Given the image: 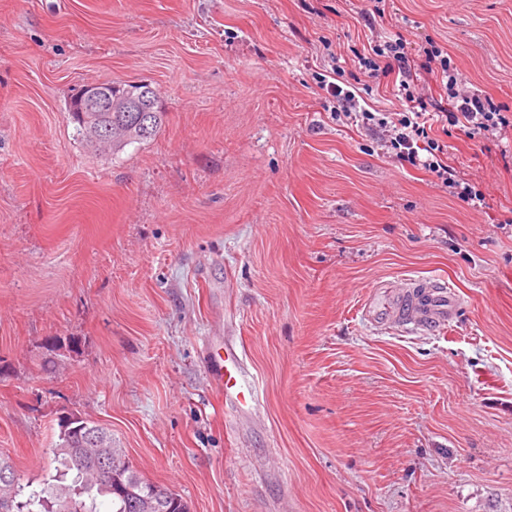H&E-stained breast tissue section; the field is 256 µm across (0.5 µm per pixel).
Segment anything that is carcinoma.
<instances>
[{
  "label": "carcinoma",
  "mask_w": 512,
  "mask_h": 512,
  "mask_svg": "<svg viewBox=\"0 0 512 512\" xmlns=\"http://www.w3.org/2000/svg\"><path fill=\"white\" fill-rule=\"evenodd\" d=\"M136 112H86L73 113L77 123V133L84 141L96 146L98 142L85 134V129L96 124L112 122L124 126L128 136L112 141V153L122 151L134 143H144L154 139L162 129L166 113L155 111L150 115L151 125L146 134L136 124ZM56 475L39 490L25 492L19 481L8 485L0 483V512H96L94 505L100 497L112 501V512H135L129 502L139 497L153 498L157 485L141 479L123 458L118 449H112V463L115 474L128 490L126 496L110 490L94 471L93 449L82 446L77 435L58 429L57 440L52 448ZM165 495L158 502L154 512H189L186 502L178 494L164 489Z\"/></svg>",
  "instance_id": "carcinoma-1"
}]
</instances>
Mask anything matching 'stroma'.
I'll return each mask as SVG.
<instances>
[{
  "instance_id": "1",
  "label": "stroma",
  "mask_w": 512,
  "mask_h": 512,
  "mask_svg": "<svg viewBox=\"0 0 512 512\" xmlns=\"http://www.w3.org/2000/svg\"><path fill=\"white\" fill-rule=\"evenodd\" d=\"M399 35L452 196L334 82L402 111L362 60ZM506 122L448 127L418 51ZM147 82L167 112L119 154L75 90ZM451 287L447 324L368 317ZM242 343L258 410L212 385ZM110 431L190 512H512V0H0V457L41 488L60 416Z\"/></svg>"
}]
</instances>
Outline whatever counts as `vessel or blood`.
Segmentation results:
<instances>
[{"label":"vessel or blood","instance_id":"b4317fda","mask_svg":"<svg viewBox=\"0 0 512 512\" xmlns=\"http://www.w3.org/2000/svg\"><path fill=\"white\" fill-rule=\"evenodd\" d=\"M455 304L447 289L437 286L423 290H407L396 300L372 299L368 308L374 315L388 319H418L420 323L440 325L446 323ZM208 373L216 389L226 400L242 409L257 406L259 392L255 380L244 370V352L233 345L210 346L207 360Z\"/></svg>","mask_w":512,"mask_h":512}]
</instances>
